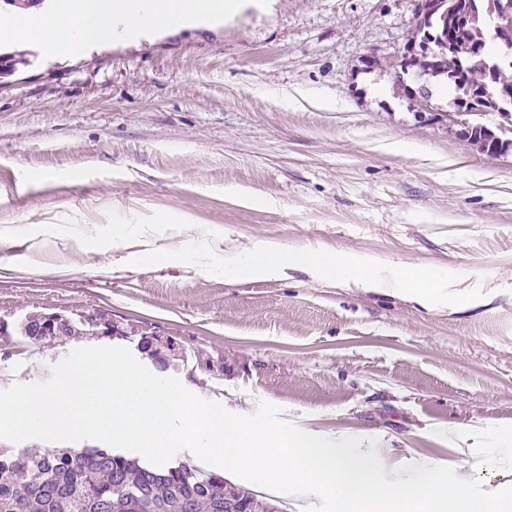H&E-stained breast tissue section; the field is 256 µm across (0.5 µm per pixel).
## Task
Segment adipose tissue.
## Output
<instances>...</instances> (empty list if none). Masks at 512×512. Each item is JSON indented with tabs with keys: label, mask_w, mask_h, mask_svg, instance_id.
I'll return each instance as SVG.
<instances>
[{
	"label": "adipose tissue",
	"mask_w": 512,
	"mask_h": 512,
	"mask_svg": "<svg viewBox=\"0 0 512 512\" xmlns=\"http://www.w3.org/2000/svg\"><path fill=\"white\" fill-rule=\"evenodd\" d=\"M288 266L377 290L395 289L424 306L448 300L447 279L440 272L405 266L388 278L384 275L383 264L375 258L343 253L333 255L314 249L288 252L273 244L252 240L235 256L224 260L225 269L250 275H269Z\"/></svg>",
	"instance_id": "1"
}]
</instances>
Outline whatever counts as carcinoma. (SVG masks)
I'll return each instance as SVG.
<instances>
[{
	"label": "carcinoma",
	"instance_id": "obj_1",
	"mask_svg": "<svg viewBox=\"0 0 512 512\" xmlns=\"http://www.w3.org/2000/svg\"><path fill=\"white\" fill-rule=\"evenodd\" d=\"M512 26V13L480 21L461 40L442 33L443 27L419 23L418 45L431 48L413 66L423 74L444 76L457 99L476 111L496 109L512 114V103L497 101L493 89L512 87V55L491 57L488 41L496 27ZM457 59L448 71L445 57ZM475 73L489 74L488 85L471 81ZM238 500L241 512H254L259 503L276 500L244 492L184 464L157 470L138 460L101 448L48 449L38 455L26 449L0 448V512H223L224 495Z\"/></svg>",
	"mask_w": 512,
	"mask_h": 512
}]
</instances>
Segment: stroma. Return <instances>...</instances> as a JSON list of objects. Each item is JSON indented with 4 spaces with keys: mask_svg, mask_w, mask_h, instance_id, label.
Segmentation results:
<instances>
[{
    "mask_svg": "<svg viewBox=\"0 0 512 512\" xmlns=\"http://www.w3.org/2000/svg\"><path fill=\"white\" fill-rule=\"evenodd\" d=\"M415 24V0H246L222 25L78 61L15 54L0 319L100 309L113 345L180 343L175 375L203 399L266 401L364 452L377 439L387 467L463 448L486 487L512 485L491 464L512 436V153L418 116L392 67ZM253 239L435 269L448 301L292 268L225 277ZM79 344L0 336V388L49 378Z\"/></svg>",
    "mask_w": 512,
    "mask_h": 512,
    "instance_id": "obj_1",
    "label": "stroma"
}]
</instances>
